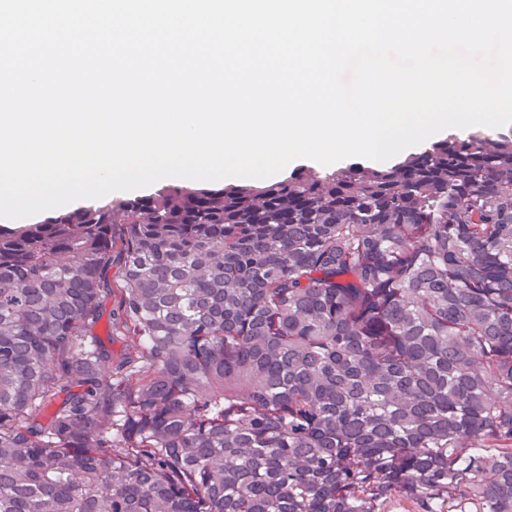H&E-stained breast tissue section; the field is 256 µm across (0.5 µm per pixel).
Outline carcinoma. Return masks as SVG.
Masks as SVG:
<instances>
[{"label":"carcinoma","instance_id":"obj_1","mask_svg":"<svg viewBox=\"0 0 512 512\" xmlns=\"http://www.w3.org/2000/svg\"><path fill=\"white\" fill-rule=\"evenodd\" d=\"M395 496L512 512V132L0 229V512ZM116 299L117 295L109 297L106 305V312L101 321L98 323L97 327L95 328V333L99 336L100 340L110 351L112 355V361L114 363L128 358L137 350L136 343L133 341L131 337L114 336L112 339V337L107 336V316L110 308L115 304Z\"/></svg>","mask_w":512,"mask_h":512}]
</instances>
